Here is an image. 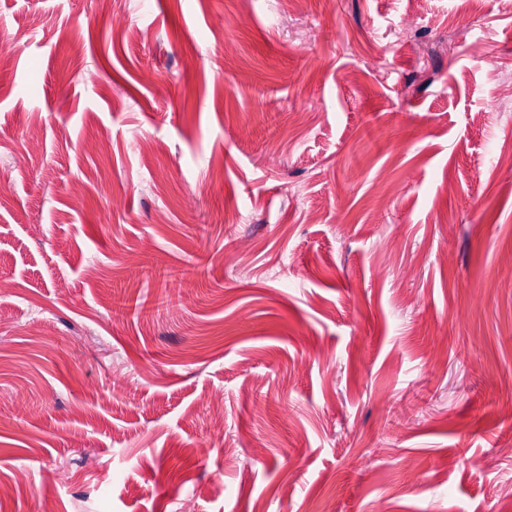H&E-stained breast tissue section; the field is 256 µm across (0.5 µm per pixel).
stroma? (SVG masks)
<instances>
[{"label": "stroma", "instance_id": "stroma-1", "mask_svg": "<svg viewBox=\"0 0 512 512\" xmlns=\"http://www.w3.org/2000/svg\"><path fill=\"white\" fill-rule=\"evenodd\" d=\"M465 10L0 0V512H512V0Z\"/></svg>", "mask_w": 512, "mask_h": 512}]
</instances>
